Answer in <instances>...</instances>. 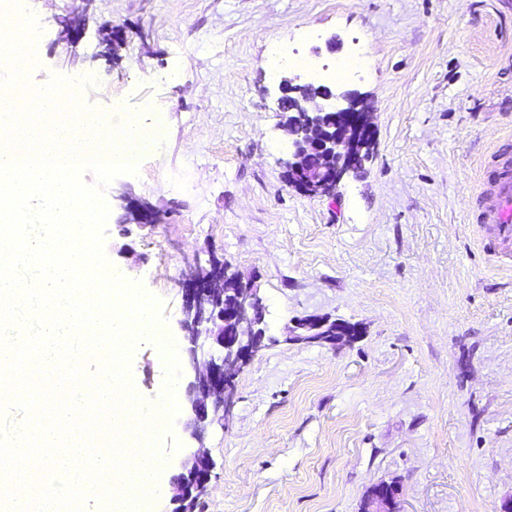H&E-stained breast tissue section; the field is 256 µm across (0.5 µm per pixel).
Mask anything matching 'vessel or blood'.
I'll return each instance as SVG.
<instances>
[{"instance_id": "vessel-or-blood-1", "label": "vessel or blood", "mask_w": 512, "mask_h": 512, "mask_svg": "<svg viewBox=\"0 0 512 512\" xmlns=\"http://www.w3.org/2000/svg\"><path fill=\"white\" fill-rule=\"evenodd\" d=\"M474 223L485 226L491 243L512 251V139L496 141L471 199Z\"/></svg>"}]
</instances>
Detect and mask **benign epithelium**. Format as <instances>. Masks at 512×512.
<instances>
[{
  "instance_id": "obj_1",
  "label": "benign epithelium",
  "mask_w": 512,
  "mask_h": 512,
  "mask_svg": "<svg viewBox=\"0 0 512 512\" xmlns=\"http://www.w3.org/2000/svg\"><path fill=\"white\" fill-rule=\"evenodd\" d=\"M94 0H80L68 29L62 34L67 43L76 42L84 28L83 17ZM119 31L107 23L102 28L100 56L117 45ZM280 127L290 150L285 162L288 179L309 196L330 195L344 175L368 157L375 141L372 112L351 92L325 95L302 94L290 103L281 98ZM124 220L135 224H156L161 211L148 202L115 195ZM184 303L178 324L187 336L193 378L188 383V427L196 440L203 429L224 419L235 401V379L244 366L262 349L264 334L257 289L243 282L239 273L213 256L208 265L196 266L185 274ZM362 334L358 324L343 323L331 317L307 316L292 320L286 340L292 343H328L332 346L354 341ZM214 468L213 460L200 446L181 461L172 480L171 512H197L206 496ZM392 484L377 486L370 499V512H389L396 498Z\"/></svg>"
}]
</instances>
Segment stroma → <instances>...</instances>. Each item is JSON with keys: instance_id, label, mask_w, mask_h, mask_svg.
<instances>
[{"instance_id": "obj_1", "label": "stroma", "mask_w": 512, "mask_h": 512, "mask_svg": "<svg viewBox=\"0 0 512 512\" xmlns=\"http://www.w3.org/2000/svg\"><path fill=\"white\" fill-rule=\"evenodd\" d=\"M40 28L26 78L93 74L83 104L158 126L162 146L113 189L164 211L110 208L111 268L162 302L179 410L157 430L163 473L143 512H170V482L205 447L216 467L202 512H359L396 484L401 512H499L512 501V272L477 251L467 208L494 141L512 136V0H94L76 45L74 0H29ZM121 27L117 59L99 55ZM358 75L333 81L374 112L367 160L332 197L288 183L277 38ZM219 256L254 279L268 339L236 378L222 424L192 438L181 279ZM361 324L348 343L294 344L295 317ZM165 364L138 342L131 379L159 404ZM118 202L117 206L124 211L126 223L156 224L161 221V211L148 202H139L130 199L124 193L119 192L113 196Z\"/></svg>"}]
</instances>
